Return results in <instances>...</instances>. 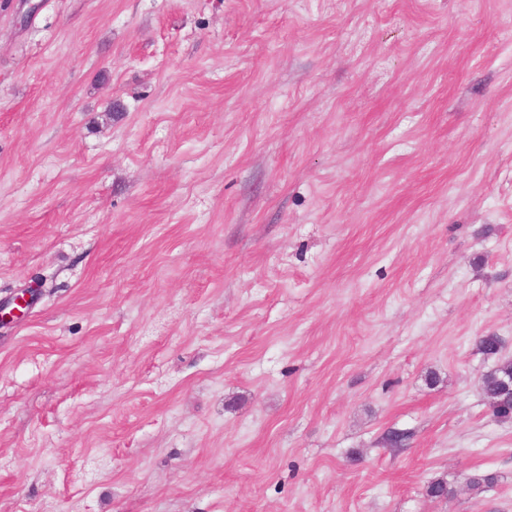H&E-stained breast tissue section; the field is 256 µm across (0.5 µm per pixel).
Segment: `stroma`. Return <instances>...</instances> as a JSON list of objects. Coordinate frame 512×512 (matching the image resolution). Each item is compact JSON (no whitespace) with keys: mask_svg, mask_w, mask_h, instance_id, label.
Instances as JSON below:
<instances>
[{"mask_svg":"<svg viewBox=\"0 0 512 512\" xmlns=\"http://www.w3.org/2000/svg\"><path fill=\"white\" fill-rule=\"evenodd\" d=\"M25 290L0 512H512V0H0ZM481 393L498 418L512 417V359L502 360L481 380Z\"/></svg>","mask_w":512,"mask_h":512,"instance_id":"obj_1","label":"stroma"}]
</instances>
